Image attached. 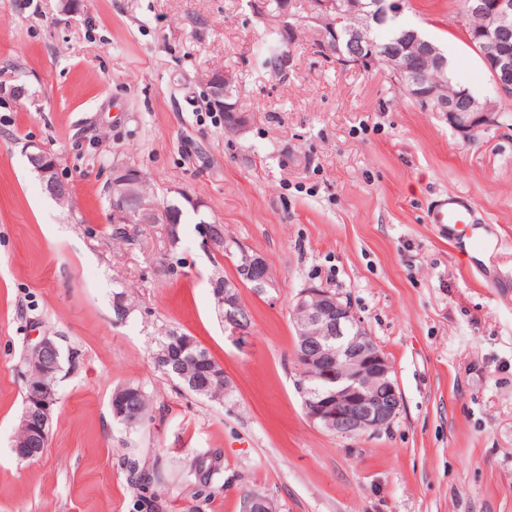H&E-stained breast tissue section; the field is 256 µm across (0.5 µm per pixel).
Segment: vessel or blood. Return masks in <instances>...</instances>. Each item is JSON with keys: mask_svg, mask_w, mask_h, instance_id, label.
I'll return each mask as SVG.
<instances>
[{"mask_svg": "<svg viewBox=\"0 0 512 512\" xmlns=\"http://www.w3.org/2000/svg\"><path fill=\"white\" fill-rule=\"evenodd\" d=\"M478 209L471 196L457 193L443 194L426 212L427 223L433 224L459 240L461 246L471 250L493 251L498 242L478 229Z\"/></svg>", "mask_w": 512, "mask_h": 512, "instance_id": "vessel-or-blood-1", "label": "vessel or blood"}]
</instances>
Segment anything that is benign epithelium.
<instances>
[{
  "label": "benign epithelium",
  "instance_id": "7a95c632",
  "mask_svg": "<svg viewBox=\"0 0 512 512\" xmlns=\"http://www.w3.org/2000/svg\"><path fill=\"white\" fill-rule=\"evenodd\" d=\"M270 0H250L257 18L278 32L283 47L293 43L302 27L322 23L327 0H308L306 15L292 12V0H278L276 11L269 9ZM404 8L402 0H341L339 9L349 22L345 43L335 30H321L319 51L342 68L364 69L371 64L375 45L364 39L373 19L385 20ZM467 15L481 18L473 31L480 55L491 73L498 98H473L466 90L448 92L442 80H427L423 69L448 71V57L435 44L422 39L417 32L404 33L397 42L384 48L390 82L402 87L411 99L448 113V123L462 136L471 138L502 124L499 102L512 99V0H468ZM232 76L215 73L210 79L211 98L225 99L231 89ZM230 120L225 129L241 131L247 115L237 104L224 105ZM25 154L40 175L45 190L63 200L68 187L58 178L52 155L41 145L30 142ZM110 222L113 224H178L180 214L167 212L138 191V173L128 169L113 174L110 197ZM237 279L224 283V333L235 344L245 343L250 327L241 316L239 285L249 284L262 294L273 287L266 261L241 251L236 269ZM293 322L301 340L299 384L316 377L323 381L322 391L305 397L303 406L310 422L336 435L348 438L375 436L390 428L403 407L402 393L393 377V366L373 340L364 322L350 304L339 295L317 286L302 289L296 296ZM317 326L322 335L310 329ZM38 368L25 373V390L29 406L23 413L19 429L29 432L36 426L40 447L30 449L36 458L46 446L54 407L58 403L52 385L46 381L57 369L59 347L43 337L31 350Z\"/></svg>",
  "mask_w": 512,
  "mask_h": 512
}]
</instances>
